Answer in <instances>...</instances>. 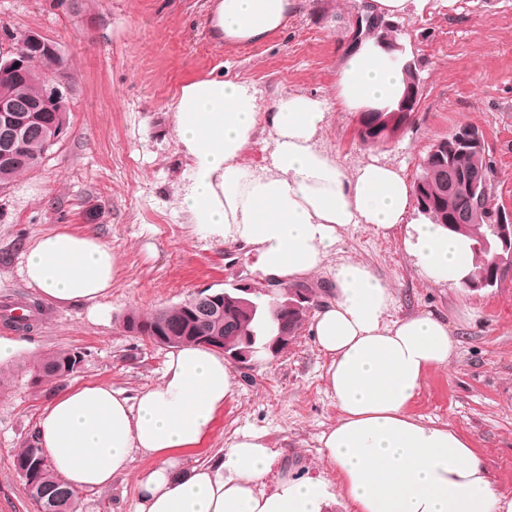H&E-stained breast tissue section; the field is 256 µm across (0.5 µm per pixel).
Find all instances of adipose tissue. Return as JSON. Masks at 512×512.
<instances>
[{
  "mask_svg": "<svg viewBox=\"0 0 512 512\" xmlns=\"http://www.w3.org/2000/svg\"><path fill=\"white\" fill-rule=\"evenodd\" d=\"M293 0H222L216 21L230 43H252L283 26ZM337 98L351 112L395 103L400 65L375 39L340 58ZM329 112L293 92L263 106L255 91L223 76L185 83L174 132L187 159L178 207L199 233L249 248L261 279L287 285L320 270L352 224L388 230L404 221L414 187L402 169L371 159L348 170L321 141ZM269 162L243 161L261 133ZM410 248L424 277L456 286L470 270V241L441 225H413ZM119 271L100 236L57 228L31 239L21 273L49 305L86 306L90 316ZM333 295L310 332L328 357L326 391L339 410L323 431L322 455L338 477L265 478L275 454L264 434H237L212 463L182 467L235 392L223 355L197 344L171 351L159 383L136 396L104 384L72 386L41 411L36 440L71 490L126 479L135 457L155 459L136 481L134 512H512V488L493 481L471 441L410 411L426 377L448 367L458 345L447 320L389 317L392 286L367 264L344 260Z\"/></svg>",
  "mask_w": 512,
  "mask_h": 512,
  "instance_id": "adipose-tissue-1",
  "label": "adipose tissue"
}]
</instances>
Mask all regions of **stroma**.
<instances>
[{
	"label": "stroma",
	"mask_w": 512,
	"mask_h": 512,
	"mask_svg": "<svg viewBox=\"0 0 512 512\" xmlns=\"http://www.w3.org/2000/svg\"><path fill=\"white\" fill-rule=\"evenodd\" d=\"M220 0H82L79 13L63 0H0V27L37 30L69 57V129L41 167L0 190V302L35 299L20 274L32 238L66 227L99 234L119 262L102 301L44 308L28 349L0 367V512H33L13 459L35 439L49 400L29 369L47 352L81 347L88 355L70 384L104 383L135 393L156 385L169 347L128 333L130 311L179 305L202 289L251 283L257 275L245 245L208 238L180 214L176 186L186 166L174 132L179 87L212 74L252 85L264 105L291 92L325 102V144L346 168L372 158L416 179L431 146L457 125L479 127L494 169V206L512 209V0H426L388 25L414 60L422 95L412 126L382 144H362L359 115L336 97L338 61L348 47L352 15L362 0H298L285 24L246 48L211 36ZM404 224L379 231L350 225L325 266L307 285L330 297L337 263H369L392 286L398 319L434 312L447 318L459 345L443 370L423 382L411 411L465 435L495 481L512 485V267L497 285L469 289L429 283L406 251ZM476 313L467 321L464 310ZM326 358L308 328L287 352L237 372L231 400L219 410L201 446L179 452L183 466L221 456L242 431H260L277 455L267 475L318 476L336 482L319 436L339 415L325 391ZM155 459L136 457L133 476L77 498L80 512H134L135 476Z\"/></svg>",
	"instance_id": "stroma-1"
}]
</instances>
